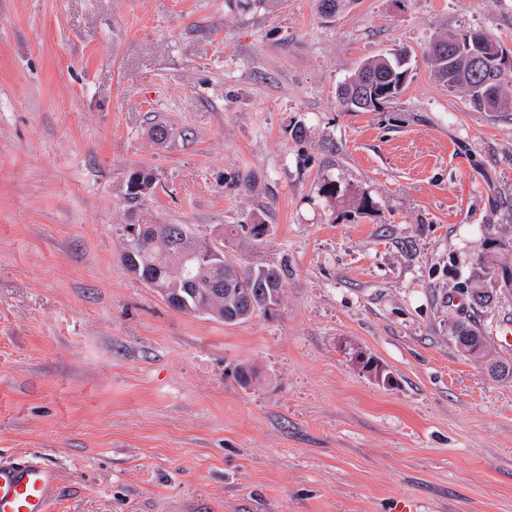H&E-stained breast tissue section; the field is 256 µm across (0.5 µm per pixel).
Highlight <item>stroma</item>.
I'll list each match as a JSON object with an SVG mask.
<instances>
[{
    "mask_svg": "<svg viewBox=\"0 0 512 512\" xmlns=\"http://www.w3.org/2000/svg\"><path fill=\"white\" fill-rule=\"evenodd\" d=\"M470 30L512 52V0H0V458L54 468L49 512H512V381L455 339L512 360V112L426 58ZM397 47L401 94L346 111ZM131 221L287 262L276 314L173 310ZM404 50L379 55L363 62L345 82L340 103L349 112H374L402 92L408 69ZM154 184V173L147 167H139L131 171L127 178V188L132 198H139L150 193ZM228 226L227 229H224V239L241 237L242 233H244L253 242L258 243L266 236L268 225L260 221L255 224H230Z\"/></svg>",
    "mask_w": 512,
    "mask_h": 512,
    "instance_id": "stroma-1",
    "label": "stroma"
}]
</instances>
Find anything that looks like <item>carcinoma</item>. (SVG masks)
Here are the masks:
<instances>
[{"label": "carcinoma", "instance_id": "carcinoma-1", "mask_svg": "<svg viewBox=\"0 0 512 512\" xmlns=\"http://www.w3.org/2000/svg\"><path fill=\"white\" fill-rule=\"evenodd\" d=\"M453 38L488 62L502 59L504 49L483 32L466 31ZM437 47L435 43L429 49L435 76L450 88L466 89L472 107L493 112L512 106V65L499 80L484 84L472 79L474 63L469 55L445 57L437 53ZM406 65V52L396 49L363 62L342 85L341 105L348 112L381 109L402 92L408 76ZM154 184V173L147 167L131 171L127 178L134 198L150 193ZM156 228L160 241H143L134 256L124 257L122 262L138 280L153 282L152 288L170 307L187 314L204 313L226 325L276 311L286 267L269 265L245 272L224 249L201 237L192 224H158ZM243 234L258 243L267 234V224H231L224 230L226 239ZM187 254L194 258L185 259ZM255 377L251 366L234 369V378L244 389Z\"/></svg>", "mask_w": 512, "mask_h": 512}]
</instances>
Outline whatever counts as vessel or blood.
I'll return each instance as SVG.
<instances>
[{"label": "vessel or blood", "instance_id": "obj_1", "mask_svg": "<svg viewBox=\"0 0 512 512\" xmlns=\"http://www.w3.org/2000/svg\"><path fill=\"white\" fill-rule=\"evenodd\" d=\"M55 484L43 461H0V512H48Z\"/></svg>", "mask_w": 512, "mask_h": 512}]
</instances>
